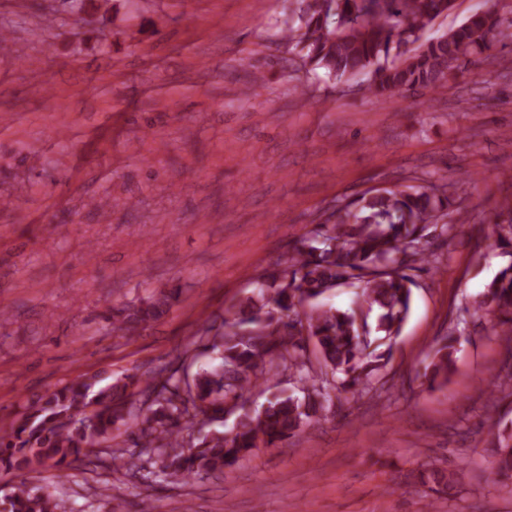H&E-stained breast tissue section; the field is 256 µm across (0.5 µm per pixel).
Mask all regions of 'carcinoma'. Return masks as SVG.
Returning <instances> with one entry per match:
<instances>
[{
  "label": "carcinoma",
  "instance_id": "carcinoma-1",
  "mask_svg": "<svg viewBox=\"0 0 512 512\" xmlns=\"http://www.w3.org/2000/svg\"><path fill=\"white\" fill-rule=\"evenodd\" d=\"M454 0H297L301 25L282 29L288 44L311 69H322L338 83L367 76L376 99L406 97L419 89L436 91L479 56L512 62V44L496 36L512 27L495 11H478L433 38L424 32ZM454 184L442 176L426 187L368 189L336 203L288 249V259L264 269L253 291L224 311L221 329L204 321L211 349L220 362L198 369L191 379L161 368L141 390L135 376L106 385L84 375L36 399L25 413L0 428V473H28L49 464L68 476L79 462L94 463L91 449L112 447L116 431L136 428L133 447L149 448L158 476L180 483L192 476H219L255 449L276 447L314 417L330 409L337 394L373 390L372 378L388 363L412 303L414 272L437 269L430 230L454 231L450 220ZM345 284L360 289L357 308H325L316 301ZM179 289L162 291L140 306L107 317L123 336L144 330L166 313ZM473 314L492 315L512 325V265L501 268L472 303ZM457 337L448 335L427 367L429 384L444 382L454 365ZM313 344L326 371L313 369L306 356ZM291 371L311 382L304 398L272 394L258 411L238 414L233 431L194 436L204 419L238 406L258 376ZM496 456L494 475L512 480V427L497 420L488 427ZM437 494L452 495L455 472L427 476ZM0 512H66L54 493L22 481L0 501Z\"/></svg>",
  "mask_w": 512,
  "mask_h": 512
}]
</instances>
